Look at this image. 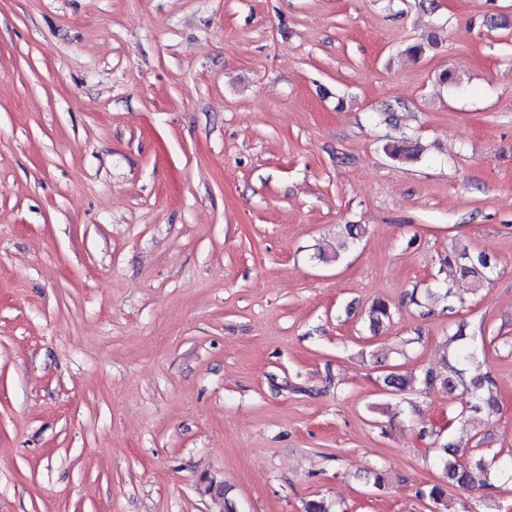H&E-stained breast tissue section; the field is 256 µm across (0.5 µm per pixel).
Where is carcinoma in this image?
Wrapping results in <instances>:
<instances>
[{"mask_svg":"<svg viewBox=\"0 0 512 512\" xmlns=\"http://www.w3.org/2000/svg\"><path fill=\"white\" fill-rule=\"evenodd\" d=\"M391 158L400 162H414L419 159L420 149L417 146L394 145L387 149ZM361 234V227L358 224H347L343 232V238L336 244V248L331 259L337 261L341 257L342 250L346 246L358 239ZM456 268L463 276L473 279L477 285L482 284L487 279V269L489 264L486 257L481 254L471 255L462 253L455 259ZM390 316V308L383 300L375 301L368 311L370 326L380 327L384 320ZM477 359L476 348L470 343L460 344L451 356H443L445 370L439 374L429 369L425 372V385L430 386L435 382H440L442 387L452 392L462 387L472 394V401L468 406V411L474 415L481 413L486 409H492L496 406V400L490 394L485 393L492 380L487 376H476L466 379L465 366L472 364ZM384 385L392 394L403 393L407 389V381L404 376L398 372L392 371L383 378ZM470 449L457 443L449 442L440 448V453L435 457L434 464L438 467L443 478L467 491L485 490L493 493L499 489L496 482L504 484L512 483V455L504 454L492 448H486L471 457L465 462L460 459L465 457ZM419 498L428 500L435 505L438 512H443L447 507L445 499V488L442 484H433L426 488H420L416 491Z\"/></svg>","mask_w":512,"mask_h":512,"instance_id":"carcinoma-1","label":"carcinoma"}]
</instances>
